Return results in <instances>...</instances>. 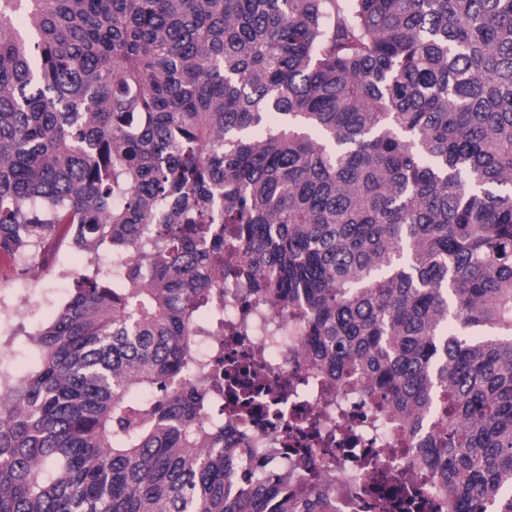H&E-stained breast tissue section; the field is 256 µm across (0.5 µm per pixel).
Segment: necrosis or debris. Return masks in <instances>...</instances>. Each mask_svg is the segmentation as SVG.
I'll list each match as a JSON object with an SVG mask.
<instances>
[{
    "label": "necrosis or debris",
    "mask_w": 512,
    "mask_h": 512,
    "mask_svg": "<svg viewBox=\"0 0 512 512\" xmlns=\"http://www.w3.org/2000/svg\"><path fill=\"white\" fill-rule=\"evenodd\" d=\"M219 313L223 335L200 321L191 351L200 374L224 386L211 420L249 450L253 468L271 478L300 453L309 461L306 489L333 491L336 512H401L394 477L426 485L415 449L435 436V424L404 433L359 388L326 389L287 314L248 297L239 281L225 280ZM244 396L252 405L242 418L231 405Z\"/></svg>",
    "instance_id": "necrosis-or-debris-1"
}]
</instances>
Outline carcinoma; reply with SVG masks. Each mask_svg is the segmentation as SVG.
I'll return each instance as SVG.
<instances>
[{
	"instance_id": "1",
	"label": "carcinoma",
	"mask_w": 512,
	"mask_h": 512,
	"mask_svg": "<svg viewBox=\"0 0 512 512\" xmlns=\"http://www.w3.org/2000/svg\"><path fill=\"white\" fill-rule=\"evenodd\" d=\"M226 224L332 385L441 416L448 512H512V0H0V258L85 263L0 392V512H334L201 423Z\"/></svg>"
}]
</instances>
